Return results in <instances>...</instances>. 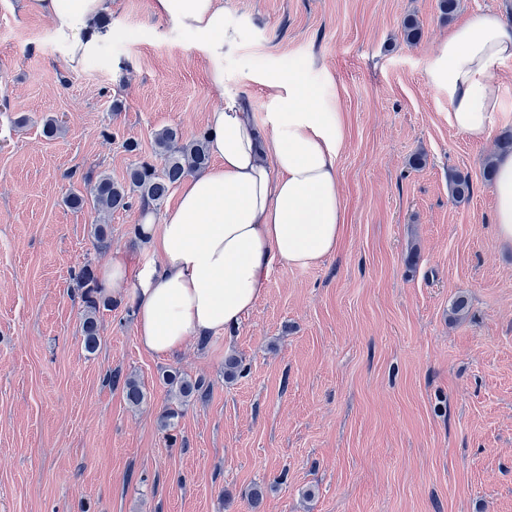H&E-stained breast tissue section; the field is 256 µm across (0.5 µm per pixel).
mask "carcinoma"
I'll list each match as a JSON object with an SVG mask.
<instances>
[{
	"instance_id": "carcinoma-1",
	"label": "carcinoma",
	"mask_w": 512,
	"mask_h": 512,
	"mask_svg": "<svg viewBox=\"0 0 512 512\" xmlns=\"http://www.w3.org/2000/svg\"><path fill=\"white\" fill-rule=\"evenodd\" d=\"M154 154L163 160L162 166L140 159L131 164L122 182H114L104 173L86 174L83 177L85 192H70L65 203L75 209L90 204L94 210L107 213L126 211L136 204L143 209L158 207L173 187L209 162L203 135L186 142L181 131L174 126H166L156 132ZM470 190L467 176L456 172L448 174V191L453 198L463 199L470 195ZM71 281L72 288L80 293L83 305L80 331L85 348L93 351L99 341L97 313L100 305L106 303V297L89 262L72 275ZM166 381L182 405L206 392L205 382L201 379L192 380L173 373L166 375ZM108 382L113 386L122 385L128 403L138 406L144 401L143 390L134 377L127 376L122 380L120 374L115 373L109 376Z\"/></svg>"
}]
</instances>
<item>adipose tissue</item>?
<instances>
[{"label": "adipose tissue", "mask_w": 512, "mask_h": 512, "mask_svg": "<svg viewBox=\"0 0 512 512\" xmlns=\"http://www.w3.org/2000/svg\"><path fill=\"white\" fill-rule=\"evenodd\" d=\"M28 7L51 21L71 69L112 38L97 25L112 0H29ZM151 8L216 58L236 41L220 0H152ZM509 62L512 22L488 13L449 32L427 73L448 97L452 127L483 140L512 122L495 73ZM265 78L274 90L266 112L252 118L237 96H226L205 127L212 163L181 182L173 206L160 214L143 210L131 225L147 260L134 266L118 253L100 271L110 291H129L139 344L151 356L238 325L274 266L308 268L339 246L346 145L340 109L323 99L307 66L274 68ZM493 164V221L501 243L512 245V152L497 153Z\"/></svg>", "instance_id": "1"}]
</instances>
